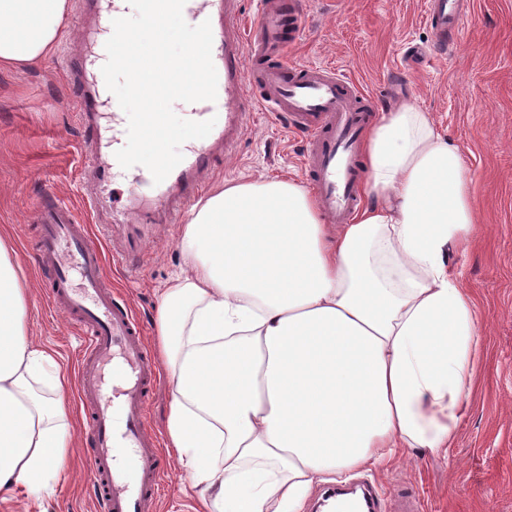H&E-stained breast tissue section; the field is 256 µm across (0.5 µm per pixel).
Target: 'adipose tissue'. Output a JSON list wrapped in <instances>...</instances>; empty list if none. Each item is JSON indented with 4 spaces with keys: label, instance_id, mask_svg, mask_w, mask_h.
Wrapping results in <instances>:
<instances>
[{
    "label": "adipose tissue",
    "instance_id": "1",
    "mask_svg": "<svg viewBox=\"0 0 512 512\" xmlns=\"http://www.w3.org/2000/svg\"><path fill=\"white\" fill-rule=\"evenodd\" d=\"M69 0H0V69L50 57ZM364 151L367 202L336 231L292 181L238 183L193 211L160 297L166 434L199 512H299L327 476L403 449L447 457L483 349L449 269L474 224L463 158L411 103ZM29 285L0 235V502L51 493L72 437L67 380L29 334Z\"/></svg>",
    "mask_w": 512,
    "mask_h": 512
}]
</instances>
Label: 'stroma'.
Returning a JSON list of instances; mask_svg holds the SVG:
<instances>
[{
  "label": "stroma",
  "mask_w": 512,
  "mask_h": 512,
  "mask_svg": "<svg viewBox=\"0 0 512 512\" xmlns=\"http://www.w3.org/2000/svg\"><path fill=\"white\" fill-rule=\"evenodd\" d=\"M304 25L289 56L330 66L377 107L416 104L458 147L470 172L475 224L450 266L474 297L486 349L470 382L469 408L447 459L402 455L384 468L349 472L387 494L418 490L420 512H512V0H471L457 46L440 50L424 20L427 0H301ZM91 10L70 0L66 34L44 62L0 69V234L11 237L30 284L28 329L54 350L68 380L82 344L52 307L34 261L32 224L47 195L67 201L106 253V277L153 336L160 292L184 263L182 227L129 222L126 178L100 213L86 205L99 187L88 170L76 105V63ZM305 138L276 113L251 110L235 154L218 155L202 197L262 178L306 184ZM82 443L69 450L51 496L0 503V512H99Z\"/></svg>",
  "instance_id": "obj_1"
}]
</instances>
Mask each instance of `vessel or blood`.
Returning <instances> with one entry per match:
<instances>
[{"label":"vessel or blood","instance_id":"b4317fda","mask_svg":"<svg viewBox=\"0 0 512 512\" xmlns=\"http://www.w3.org/2000/svg\"><path fill=\"white\" fill-rule=\"evenodd\" d=\"M469 6V0H427L425 19L440 46L458 44ZM183 15L196 25L211 23L217 98L203 102L202 108L223 111L224 123L195 140L161 183H154L145 167H133L130 214L146 212L163 200L172 208L171 220H178L184 205L199 193L196 176L209 169L213 143L234 149L244 134L247 109L266 105L305 134L303 166L320 209L330 223H348L360 203L358 146L373 118L372 101L333 68L286 60L302 30L296 0H278L274 6L263 0L249 26L241 17L240 0H186ZM76 71L84 142L105 182L115 168L102 156L119 138L100 122L103 103L86 65ZM39 214L37 256L49 279L48 298L83 334L77 391L87 418L91 487L102 512H156L166 462L148 426V412L160 369L141 324L107 287L104 253L87 225L76 223L69 209L48 203L40 205ZM76 273L83 280L79 290L72 286ZM119 448L127 449L125 458H117ZM362 503L366 512H419V497L409 489L388 500L370 485Z\"/></svg>","mask_w":512,"mask_h":512}]
</instances>
